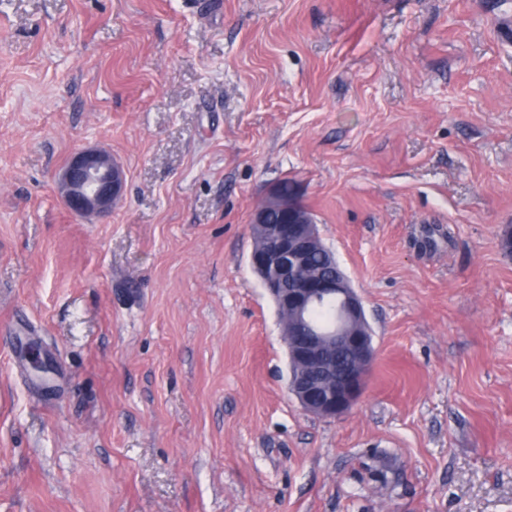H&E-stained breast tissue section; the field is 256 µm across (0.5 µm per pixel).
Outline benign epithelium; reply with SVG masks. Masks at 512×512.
Instances as JSON below:
<instances>
[{"instance_id":"7a95c632","label":"benign epithelium","mask_w":512,"mask_h":512,"mask_svg":"<svg viewBox=\"0 0 512 512\" xmlns=\"http://www.w3.org/2000/svg\"><path fill=\"white\" fill-rule=\"evenodd\" d=\"M59 185L71 211L81 216L100 215L121 198L125 173L110 154L82 150L71 155L63 166ZM267 199L281 212L282 222L269 224L266 210L253 211L251 223L265 230L268 246L252 251L250 264L265 277L277 309L291 316L284 332L289 362L302 364L312 372L310 377L290 382L288 391L313 415L343 417L363 393L376 356L362 302L346 277L321 278L307 272V256L320 245L316 225L299 214L293 202L281 199L278 188H273ZM329 297L340 299L342 317L353 324L351 329L338 326L325 333L300 320L309 307ZM337 354L347 359L340 371L334 363Z\"/></svg>"}]
</instances>
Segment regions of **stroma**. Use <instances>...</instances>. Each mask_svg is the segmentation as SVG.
<instances>
[{
	"mask_svg": "<svg viewBox=\"0 0 512 512\" xmlns=\"http://www.w3.org/2000/svg\"><path fill=\"white\" fill-rule=\"evenodd\" d=\"M124 167L105 216L58 174ZM361 296L353 409L287 391L251 214ZM512 0H0V512H512ZM59 185L71 211L81 216L100 215L121 198L125 173L110 154L82 150L71 155L63 166Z\"/></svg>",
	"mask_w": 512,
	"mask_h": 512,
	"instance_id": "1",
	"label": "stroma"
}]
</instances>
